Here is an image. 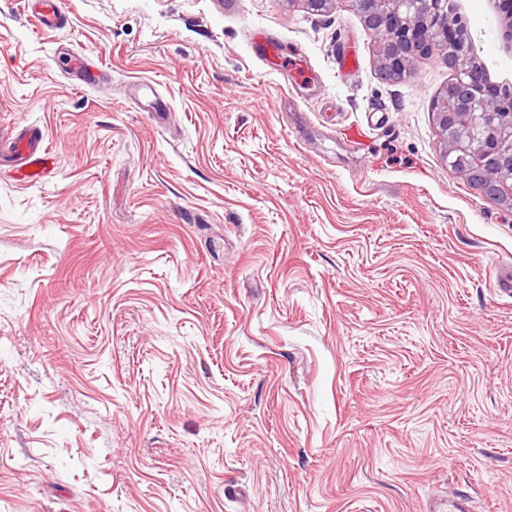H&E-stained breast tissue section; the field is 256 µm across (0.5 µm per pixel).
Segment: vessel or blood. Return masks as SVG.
I'll return each instance as SVG.
<instances>
[{
    "mask_svg": "<svg viewBox=\"0 0 512 512\" xmlns=\"http://www.w3.org/2000/svg\"><path fill=\"white\" fill-rule=\"evenodd\" d=\"M31 6L41 28L53 29L59 25L60 0H31ZM8 148L12 159L0 167V176L22 187L46 184L55 178L58 159L47 145L42 129L15 125ZM433 512H473V500L467 493H457L438 500Z\"/></svg>",
    "mask_w": 512,
    "mask_h": 512,
    "instance_id": "1",
    "label": "vessel or blood"
}]
</instances>
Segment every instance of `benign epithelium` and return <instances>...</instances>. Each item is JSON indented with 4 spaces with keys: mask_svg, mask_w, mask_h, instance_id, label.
<instances>
[{
    "mask_svg": "<svg viewBox=\"0 0 512 512\" xmlns=\"http://www.w3.org/2000/svg\"><path fill=\"white\" fill-rule=\"evenodd\" d=\"M378 39L377 64L390 75L412 70L420 58L440 57L454 77L432 104L453 170L488 197L512 206V107L488 109L497 85L477 57L472 35L448 28V0H354Z\"/></svg>",
    "mask_w": 512,
    "mask_h": 512,
    "instance_id": "1",
    "label": "benign epithelium"
}]
</instances>
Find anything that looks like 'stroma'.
<instances>
[{"label":"stroma","mask_w":512,"mask_h":512,"mask_svg":"<svg viewBox=\"0 0 512 512\" xmlns=\"http://www.w3.org/2000/svg\"><path fill=\"white\" fill-rule=\"evenodd\" d=\"M26 2L0 0V131L59 169L0 178V502L512 512V207L441 157L447 65L385 79L350 0H61L57 30ZM461 16L512 80L497 13ZM11 132L8 149L13 159L0 165V176L22 187L51 182L57 174L58 159L47 145L42 129L18 123ZM474 510L472 497L465 492L448 496L436 502L433 512H472Z\"/></svg>","instance_id":"35a3bbf8"}]
</instances>
